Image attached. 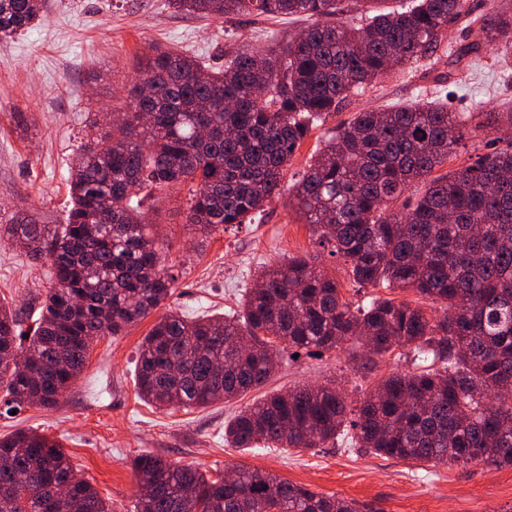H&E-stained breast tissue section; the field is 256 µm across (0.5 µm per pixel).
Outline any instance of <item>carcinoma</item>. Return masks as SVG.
I'll use <instances>...</instances> for the list:
<instances>
[{
    "instance_id": "1",
    "label": "carcinoma",
    "mask_w": 512,
    "mask_h": 512,
    "mask_svg": "<svg viewBox=\"0 0 512 512\" xmlns=\"http://www.w3.org/2000/svg\"><path fill=\"white\" fill-rule=\"evenodd\" d=\"M485 44L512 57V0H490ZM202 17L303 15L314 23L268 50L239 47L224 69L156 48L130 87L133 108L82 145L69 171L64 224L15 214L4 232L54 279L32 332L27 312L0 304V388L5 415L57 406L83 372L93 343L119 336L171 294L175 277L144 224V202L196 184L188 223L205 240L246 224L280 189L311 127L350 97L429 60L466 0H401L358 25L337 19L338 0H169ZM44 0H0V38L40 20ZM468 130L445 96L422 95L365 110L336 127L292 193L361 288L411 290L444 309L371 298L344 300L313 257L264 267L242 311L189 319L169 312L141 343L136 387L151 405L204 406L265 383L281 345L331 350L349 341L369 363L401 348L415 369L366 395L354 418L335 385L277 393L224 424L235 448H320L354 430L347 445L411 463L512 465V143L451 173ZM422 195L394 203L412 183ZM137 512H362L259 469L224 483L157 454L132 464ZM0 512H111L61 444L36 430L0 436Z\"/></svg>"
}]
</instances>
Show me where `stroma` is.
<instances>
[{
	"label": "stroma",
	"instance_id": "35a3bbf8",
	"mask_svg": "<svg viewBox=\"0 0 512 512\" xmlns=\"http://www.w3.org/2000/svg\"><path fill=\"white\" fill-rule=\"evenodd\" d=\"M467 4L481 21L449 24L444 41L454 55L437 53L430 68L393 75L353 96L326 122L316 123L292 157L278 195L252 223L216 231L201 243L188 224V186L149 199L146 215L165 245L161 258L176 277L170 296L124 335L95 341L85 369L57 407L1 415L0 435L23 427L60 440L112 512H135L132 461L146 452L213 473L258 468L356 501L371 512H512V465L418 466L367 454L341 441L306 449L225 444L228 415L276 392L333 383L351 405H359L383 379L411 370L403 349L367 366L344 345L322 352L303 350L297 358L283 359L263 385L204 408L158 410L138 398L135 385L140 344L158 317L171 311L203 318L239 313L257 269L291 257L317 256L319 267L336 277L352 304L366 295L414 300L413 292L400 289L358 292L343 260L319 246L310 225L292 210L289 194L328 128L364 109L403 106L440 84L448 89L451 111L462 113L473 130L445 171L485 153L492 137L512 140V127L484 126L487 114L512 106V64L496 62L482 46L480 24L492 16L488 0ZM304 25V19L280 15L200 19L173 12L166 0H45L38 23L0 40V211L21 209L40 224L64 223L71 206L68 165L87 139L90 114L128 110L138 63L152 48L179 51L220 68L225 50L240 44L275 46ZM51 281L50 261L33 260L18 246L0 242V304L30 306Z\"/></svg>",
	"mask_w": 512,
	"mask_h": 512
}]
</instances>
